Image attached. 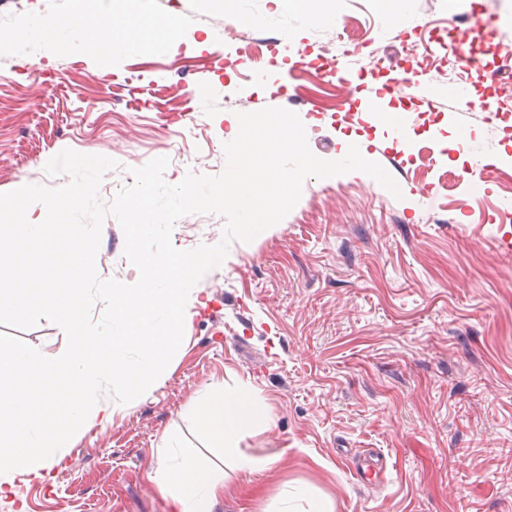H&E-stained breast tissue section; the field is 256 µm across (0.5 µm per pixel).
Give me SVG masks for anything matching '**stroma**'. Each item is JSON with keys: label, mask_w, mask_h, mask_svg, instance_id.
Returning a JSON list of instances; mask_svg holds the SVG:
<instances>
[{"label": "stroma", "mask_w": 512, "mask_h": 512, "mask_svg": "<svg viewBox=\"0 0 512 512\" xmlns=\"http://www.w3.org/2000/svg\"><path fill=\"white\" fill-rule=\"evenodd\" d=\"M77 5L0 0V192L66 184L45 171L65 149L117 161L100 186L106 205L130 186L131 168L154 158H168L169 182L190 170L217 175L225 113L271 106L297 113L325 160L345 156L349 133L365 135L366 159L402 195L360 171L308 179L282 221L233 243L203 281L210 299L192 308L166 376L127 404L103 394L111 423L77 434L62 465L16 483L0 512H170L154 480L167 434L223 471L212 512H278L289 485L329 499L333 512H512V102L493 100L512 0H406L399 22L381 0H334L331 24L315 19L322 0L290 14L270 0H146L185 25L170 53L34 57L21 37L27 14ZM346 29L378 59L341 77L404 113V134L368 101L342 100L313 68ZM242 34L287 45L268 82L235 74ZM470 56L484 77L464 71ZM407 66L409 88L398 83ZM192 112L202 128H191ZM223 224L184 216L172 242L217 244ZM96 266L101 277L137 280L114 217ZM219 384L272 410L271 426L241 444L259 470H237L187 412Z\"/></svg>", "instance_id": "35a3bbf8"}]
</instances>
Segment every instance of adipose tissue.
Here are the masks:
<instances>
[{
	"label": "adipose tissue",
	"mask_w": 512,
	"mask_h": 512,
	"mask_svg": "<svg viewBox=\"0 0 512 512\" xmlns=\"http://www.w3.org/2000/svg\"><path fill=\"white\" fill-rule=\"evenodd\" d=\"M23 37L38 52L56 48L102 59L148 47L164 54L184 38L177 13L158 19L144 8L143 0H108L97 11L79 10L63 18L32 12ZM188 411L210 441L232 458L239 470L251 471L258 463L241 451V443L254 427L272 422L271 410L241 389L219 385L191 401ZM170 453L158 457L155 480L170 500L174 512H211L224 493V476L198 457L173 450L172 437H164Z\"/></svg>",
	"instance_id": "adipose-tissue-1"
}]
</instances>
